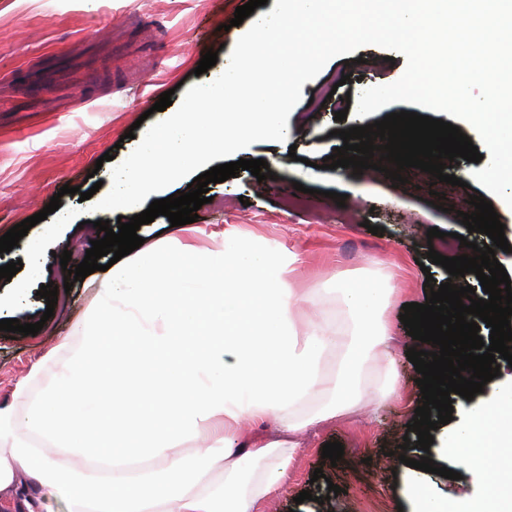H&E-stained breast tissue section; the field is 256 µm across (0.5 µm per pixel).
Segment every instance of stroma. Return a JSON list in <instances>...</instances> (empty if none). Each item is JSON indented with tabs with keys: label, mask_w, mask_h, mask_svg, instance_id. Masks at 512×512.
Wrapping results in <instances>:
<instances>
[{
	"label": "stroma",
	"mask_w": 512,
	"mask_h": 512,
	"mask_svg": "<svg viewBox=\"0 0 512 512\" xmlns=\"http://www.w3.org/2000/svg\"><path fill=\"white\" fill-rule=\"evenodd\" d=\"M246 0H0V236L27 217L43 210L51 197L60 207L46 223L32 227L42 233L54 224L58 235L81 249H89L86 221H96L88 202L78 195L61 194L69 185L88 191V173L100 179L101 193L112 186L114 163L125 160L144 134L135 125L163 120L154 104L161 93L171 92L180 103L186 88L211 81L230 56L234 39L250 28V21L232 25L236 7ZM231 31H223V24ZM215 51L218 61L203 75H195L202 55ZM81 72L95 69L96 83L83 88H47L40 99L28 95L59 62ZM403 54H388L366 46L331 59L321 73L302 86V98L287 124L305 133L289 142L253 143L239 153L243 159H265L274 178L257 180L240 171L221 183L208 184L210 201L201 206L197 222L171 226L165 216L141 225L146 242L160 236L189 240L199 250L213 247V233L233 228L271 246L299 256L297 282L308 289L333 288L351 282L366 284L391 278L400 296L386 312L396 338L393 353L399 371L396 391L380 406L377 420L361 415L341 416L309 428L288 470L283 493L259 512H408L410 483L428 484L435 497L464 501L482 491L477 474L464 473L451 480L397 463L393 452L407 435L408 423L423 399L418 377L406 351L423 350L401 323L402 306L428 302L424 282L454 280L460 286L476 285L475 274L449 277L439 265L422 272L428 250L453 257L466 254L468 242L487 244V235L468 232L461 213H472L470 196L483 186L467 187L436 181L416 168L403 171V181L369 170L321 168L326 156L343 141L337 132L381 120L413 104L397 102L372 114L345 120L335 118L336 99L358 97L365 88L390 84L404 72ZM336 98H326L327 88ZM113 161H103L104 153ZM439 192L440 206L427 204L430 192ZM346 197L337 205L335 194ZM381 234L369 233V226ZM439 237L428 238L430 228ZM93 277L74 282L64 307L45 317L46 301L35 294L16 300L0 317L20 323H42L37 335L10 338L0 331V408L22 410L25 398H37L52 382L65 358L58 344L73 337L76 326L97 304ZM27 386L20 397L19 386ZM339 441L344 454L338 463L322 455L325 443ZM324 476L314 479L315 469ZM341 487L329 495V484ZM312 497L299 501L302 491Z\"/></svg>",
	"instance_id": "1"
}]
</instances>
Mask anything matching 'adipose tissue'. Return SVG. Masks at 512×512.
Instances as JSON below:
<instances>
[{"label":"adipose tissue","mask_w":512,"mask_h":512,"mask_svg":"<svg viewBox=\"0 0 512 512\" xmlns=\"http://www.w3.org/2000/svg\"><path fill=\"white\" fill-rule=\"evenodd\" d=\"M213 240L200 253L163 237L99 277L97 305L76 329L82 345H68L23 411L0 409V498L20 512H38L40 490L66 496L69 512H255L282 489L308 427L388 393L363 363L374 356L395 372L381 316L395 288L322 295L298 287L296 254L230 230ZM301 304L313 315L300 333ZM104 340L112 346L102 352ZM269 420L274 434L242 443L245 426ZM198 439L210 448L178 453ZM440 449L482 475V495L452 509L415 487L411 512H512V380ZM77 456L154 464L77 491L68 482Z\"/></svg>","instance_id":"adipose-tissue-1"}]
</instances>
